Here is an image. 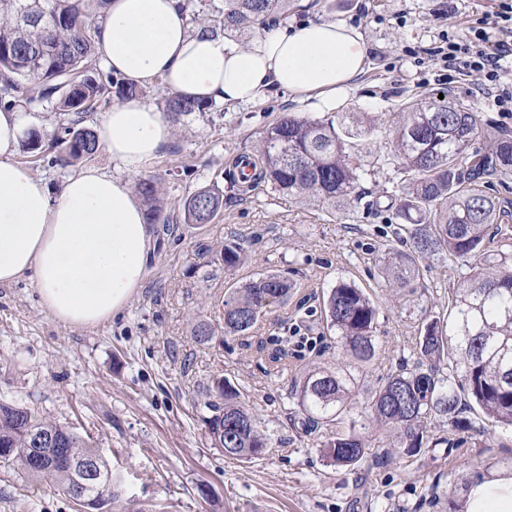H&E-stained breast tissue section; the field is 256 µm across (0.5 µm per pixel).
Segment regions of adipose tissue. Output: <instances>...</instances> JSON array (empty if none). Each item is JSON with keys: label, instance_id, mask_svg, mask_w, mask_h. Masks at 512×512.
Wrapping results in <instances>:
<instances>
[{"label": "adipose tissue", "instance_id": "obj_1", "mask_svg": "<svg viewBox=\"0 0 512 512\" xmlns=\"http://www.w3.org/2000/svg\"><path fill=\"white\" fill-rule=\"evenodd\" d=\"M184 0H109L95 32L101 66L125 81H161L204 102L256 104L282 90L318 112L335 108L364 73L367 50L353 26L333 20L269 22L235 45L192 26ZM27 124L0 109V285L31 275L43 308L73 327H94L123 310L156 248L154 230L122 177L90 168L59 196L15 159ZM100 139L124 173H139L171 139L163 113L140 99L116 102ZM471 512H512V478L483 482Z\"/></svg>", "mask_w": 512, "mask_h": 512}]
</instances>
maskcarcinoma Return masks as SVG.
<instances>
[{
    "instance_id": "carcinoma-1",
    "label": "carcinoma",
    "mask_w": 512,
    "mask_h": 512,
    "mask_svg": "<svg viewBox=\"0 0 512 512\" xmlns=\"http://www.w3.org/2000/svg\"><path fill=\"white\" fill-rule=\"evenodd\" d=\"M108 0H47V11L29 17V0H0V108L48 102L67 117L57 140L61 166L94 156L97 131L83 125L106 95L119 99L143 95V88L113 77L97 60L94 33ZM291 0H224L211 18H198L217 36L254 29L274 15L286 16ZM216 105L165 94L163 111L175 117L205 116ZM352 130L285 113L265 130L258 161L251 163L254 185L304 201L330 206L351 200L363 169L352 156ZM485 140L481 147L476 142ZM393 161L400 175L395 200L398 216L409 225L412 249L384 254V279L391 288H417L420 262L442 254L466 267L448 318L421 328L413 370L391 373L369 397L362 411L368 423L397 431L400 445L423 447L427 423L445 418L454 431L472 429L460 417L479 409L498 426L512 428V209L492 193L494 183L512 176V132L492 127L480 113L449 94L401 110L393 134ZM147 223L168 224L161 180L145 177L134 185ZM224 206V196L202 188L183 203V223L208 224ZM501 248L489 249L493 241ZM213 260L232 271L246 262L241 244L224 243ZM295 285L276 273H264L235 289L224 300V334L253 332L267 309L284 304ZM328 329L349 361L364 365L376 355L377 309L355 284L336 281L325 303ZM352 379L340 371L307 375L296 387L302 424L310 430L338 423L356 409ZM230 381L213 379L204 406L209 440L224 455L250 460L269 448L266 435L240 401ZM50 432L54 441L32 449L31 433ZM356 421L325 444V457L337 467H351L366 454ZM94 458L99 483L75 502L80 512H101L119 497L118 479L90 439L70 428L39 420L31 409L0 402V463L48 480L64 493L75 482L76 461ZM112 483L104 496L99 486Z\"/></svg>"
}]
</instances>
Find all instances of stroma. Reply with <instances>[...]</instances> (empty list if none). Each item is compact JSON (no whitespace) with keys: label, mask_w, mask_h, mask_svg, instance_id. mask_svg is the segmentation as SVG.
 I'll list each match as a JSON object with an SVG mask.
<instances>
[{"label":"stroma","mask_w":512,"mask_h":512,"mask_svg":"<svg viewBox=\"0 0 512 512\" xmlns=\"http://www.w3.org/2000/svg\"><path fill=\"white\" fill-rule=\"evenodd\" d=\"M438 0H295L287 20L314 17L348 22L367 46L366 70L335 111L315 112L278 91L260 104L225 106L205 117L171 121L172 137L143 170L161 178L166 212L174 217L158 236L142 285L109 322L86 328L58 323L47 313L31 277L0 286V401L30 408L38 418L73 428L91 439L121 484L105 512H454L465 497L464 478L512 477V430L485 427L461 442L410 452L392 447L389 431L366 426L367 455L355 466L330 465L323 445L335 426L302 428L293 394L306 373L341 364L328 337L324 299L337 280L354 282L378 309L379 352L352 367L357 402H365L388 372L414 367L415 336L423 321L447 317L454 290L465 277L450 261L420 265V286L397 293L383 287L379 257L386 247L403 252L409 237L390 199L398 176L391 138L404 103L450 93L512 131V114L476 95L479 76H449L426 55L441 32L465 34L497 0H453L448 20ZM341 123L365 112L379 133L362 141L364 170L343 210L275 193L267 185L244 189L235 177L240 156H255L265 129L282 113ZM30 128L15 159L43 179L51 195L80 169L112 174L106 151L80 165L52 164L50 139L59 116L44 104L28 108ZM219 189L224 206L211 223L179 221L187 196ZM229 239L243 240L249 261L225 271L211 253ZM279 273L295 284L286 305L265 313L248 336H227L224 298L260 274ZM201 320L216 327L197 343ZM301 327L306 346L278 347L275 339ZM279 363H272L275 353ZM242 393L271 447L248 462L225 456L207 439L203 405L214 377ZM0 512H76L72 499L48 482L0 463Z\"/></svg>","instance_id":"1"}]
</instances>
